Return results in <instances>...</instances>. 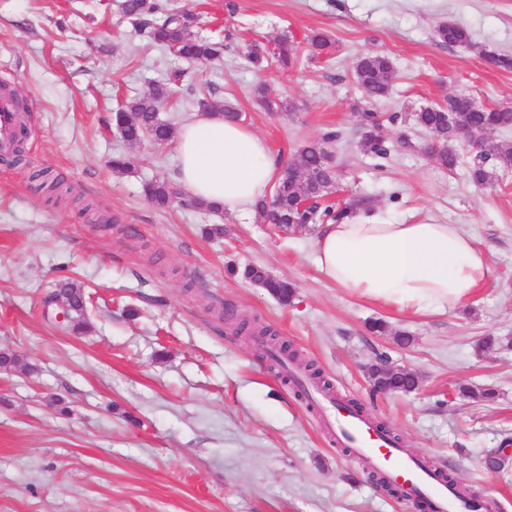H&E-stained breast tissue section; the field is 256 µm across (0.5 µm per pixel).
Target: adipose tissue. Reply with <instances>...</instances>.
<instances>
[{"label":"adipose tissue","mask_w":512,"mask_h":512,"mask_svg":"<svg viewBox=\"0 0 512 512\" xmlns=\"http://www.w3.org/2000/svg\"><path fill=\"white\" fill-rule=\"evenodd\" d=\"M175 151L185 196L229 214L254 212L280 170L263 138L215 113L183 125ZM313 262L344 292L413 313L455 309L490 272L486 253L458 225L399 224L366 211L319 225Z\"/></svg>","instance_id":"1"}]
</instances>
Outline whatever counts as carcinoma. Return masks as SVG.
Returning <instances> with one entry per match:
<instances>
[{"label":"carcinoma","instance_id":"cac0c4a2","mask_svg":"<svg viewBox=\"0 0 512 512\" xmlns=\"http://www.w3.org/2000/svg\"><path fill=\"white\" fill-rule=\"evenodd\" d=\"M123 15L137 28L149 29L150 38L185 60H215L220 58L226 48L224 41L231 40L233 33L228 31L224 38L197 37L191 29L196 26L198 16L192 11L174 10L160 3V0H123ZM436 34L438 39L449 45L472 46L470 31L459 24L440 25ZM307 51L310 57H331L335 41L324 32H314L306 37ZM393 66L391 61L379 54H366L358 57L354 63V75L363 97L375 101L387 97L390 91ZM257 96L272 111L284 110L286 106L279 101L268 86L255 88ZM170 93V83L158 82L150 91L119 104L112 113V122L121 133L123 140L135 146L144 139V130L152 131L154 143L164 145L173 140L174 127L159 118V112ZM206 103L211 111L220 112L229 120L238 119V110L228 104L220 103L207 95L197 99V104ZM358 126L361 130V143L364 151L377 158L388 155L386 140L382 132V116L371 110L357 112ZM410 121L440 142L448 143V149L437 154L436 160L452 169L460 163V157L453 148L457 136L465 130H473L479 135V150L474 152L470 177L477 185H489L494 173L489 171L488 160H496L503 168L512 167V140L501 139L498 133L512 127V108L501 106L486 107L480 111L472 108L470 96L456 94L448 97L444 106H422L410 115L397 113L389 116V121ZM339 137L338 132H326L317 141L304 145L298 154L297 168L287 176L278 178L272 197L275 211L260 203L257 211L261 217L273 213L276 224H315L329 220L338 221L347 216L352 207L343 206L336 209L314 203L308 208L300 207V198L306 193L315 198L326 194L325 188L331 186L338 176L332 165L328 146ZM31 181L38 184V189L58 197L68 196L72 189L63 186L59 178L53 176L47 168L30 172ZM147 199L158 207H166L182 201V193L167 180H154L145 184ZM244 276L264 283L269 292L284 287V281L274 279L261 268L249 267ZM55 291L66 295L71 304L70 329L79 332L88 326L87 297L84 287L77 281L64 277L56 284Z\"/></svg>","mask_w":512,"mask_h":512}]
</instances>
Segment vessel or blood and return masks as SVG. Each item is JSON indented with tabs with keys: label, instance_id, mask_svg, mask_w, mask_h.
<instances>
[{
	"label": "vessel or blood",
	"instance_id": "b4317fda",
	"mask_svg": "<svg viewBox=\"0 0 512 512\" xmlns=\"http://www.w3.org/2000/svg\"><path fill=\"white\" fill-rule=\"evenodd\" d=\"M17 130L12 100L0 94V153L11 149ZM324 425L345 441L354 460L364 469L406 486L413 499H426L433 512H469L457 487L430 472L419 458L392 445L362 416L329 405L325 408Z\"/></svg>",
	"mask_w": 512,
	"mask_h": 512
}]
</instances>
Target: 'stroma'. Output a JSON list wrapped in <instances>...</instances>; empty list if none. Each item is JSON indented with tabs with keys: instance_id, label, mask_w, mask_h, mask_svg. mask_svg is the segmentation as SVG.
I'll list each match as a JSON object with an SVG mask.
<instances>
[{
	"instance_id": "obj_1",
	"label": "stroma",
	"mask_w": 512,
	"mask_h": 512,
	"mask_svg": "<svg viewBox=\"0 0 512 512\" xmlns=\"http://www.w3.org/2000/svg\"><path fill=\"white\" fill-rule=\"evenodd\" d=\"M122 0H0V85L29 108L24 164L0 166V350L21 362L0 370V512H421L363 471L323 426L322 411L271 370L261 347L216 316L225 306L271 328L320 368L339 400H355L401 438L408 453L462 488L512 512V460L501 472L487 451L512 438V172L474 185L462 162L429 156L431 136L386 125L382 160L361 146L356 109L410 112L467 93L512 107V71L481 47L512 55V0H167L200 20L193 32L244 22L219 60L187 62L135 31ZM457 23L469 48L441 43ZM336 41L331 59L296 56L285 70H255L252 41L278 50L312 32ZM390 58L387 98L364 102L353 65L364 53ZM181 72L161 119L181 127L198 112L197 91L229 102L282 164L325 131L338 177L337 205L368 196L381 217L458 224L487 252L490 272L455 310L414 315L348 295L312 261L316 225L279 229L260 215L214 214L144 196L174 179L173 145H128L108 124L119 101ZM265 83L287 103L269 111ZM133 153L135 168L113 170ZM47 168L73 189L56 200L29 181ZM90 201L112 221L89 223ZM224 234L208 238L206 225ZM288 280L280 304L244 278L245 266ZM69 276L91 297L76 334L52 321L43 300ZM385 320L387 335L367 323ZM409 332L407 346L393 335ZM415 370L410 394L373 395L367 369L379 354ZM491 386L495 403L460 396V384ZM436 34L442 43L465 47L472 46L470 31L462 25L456 23L442 24L437 28Z\"/></svg>"
}]
</instances>
